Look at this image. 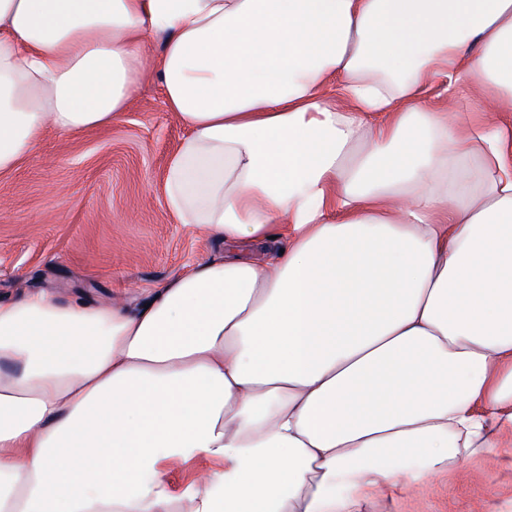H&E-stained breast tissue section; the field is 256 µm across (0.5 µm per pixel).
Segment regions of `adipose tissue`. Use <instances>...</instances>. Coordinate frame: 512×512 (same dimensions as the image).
Instances as JSON below:
<instances>
[{
  "mask_svg": "<svg viewBox=\"0 0 512 512\" xmlns=\"http://www.w3.org/2000/svg\"><path fill=\"white\" fill-rule=\"evenodd\" d=\"M148 61L167 204L232 252L137 305L0 300V512H364L504 447L512 0H0V174Z\"/></svg>",
  "mask_w": 512,
  "mask_h": 512,
  "instance_id": "obj_1",
  "label": "adipose tissue"
}]
</instances>
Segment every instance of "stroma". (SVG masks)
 Segmentation results:
<instances>
[{
  "label": "stroma",
  "mask_w": 512,
  "mask_h": 512,
  "mask_svg": "<svg viewBox=\"0 0 512 512\" xmlns=\"http://www.w3.org/2000/svg\"><path fill=\"white\" fill-rule=\"evenodd\" d=\"M126 110L105 128L51 132L0 176V300L51 289L63 300H144L222 243L179 223L164 198L169 156L187 134L166 106L155 69L136 79ZM491 496L512 512V456L461 460L412 497L378 498L375 512H457Z\"/></svg>",
  "instance_id": "35a3bbf8"
}]
</instances>
